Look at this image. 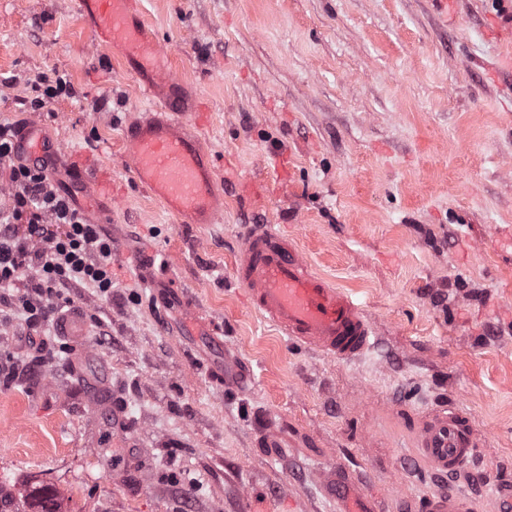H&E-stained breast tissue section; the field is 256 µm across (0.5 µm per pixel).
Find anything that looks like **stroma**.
<instances>
[{"label": "stroma", "mask_w": 512, "mask_h": 512, "mask_svg": "<svg viewBox=\"0 0 512 512\" xmlns=\"http://www.w3.org/2000/svg\"><path fill=\"white\" fill-rule=\"evenodd\" d=\"M138 8L197 96L224 216L177 223L127 171L123 128L157 104L95 45L76 0H0V120H40L112 173V295L61 291L86 336L0 309V350L15 355L0 374V480L55 486L67 512H338L317 483L328 463L382 512L448 493L497 512L491 487L512 481V0ZM56 72L75 95L36 118L24 102ZM244 179L258 197L240 195ZM251 224L348 291L378 347L315 355L252 310L233 275ZM152 256L172 263L154 284ZM30 340L42 349L21 352ZM444 402L480 435L454 475L409 445Z\"/></svg>", "instance_id": "35a3bbf8"}]
</instances>
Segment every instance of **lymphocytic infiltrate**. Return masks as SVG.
I'll return each instance as SVG.
<instances>
[{
    "mask_svg": "<svg viewBox=\"0 0 512 512\" xmlns=\"http://www.w3.org/2000/svg\"><path fill=\"white\" fill-rule=\"evenodd\" d=\"M20 130L0 122V173L11 189L0 209V301L26 324L50 320L73 285L112 294V238L92 224L44 165L19 153Z\"/></svg>",
    "mask_w": 512,
    "mask_h": 512,
    "instance_id": "lymphocytic-infiltrate-1",
    "label": "lymphocytic infiltrate"
}]
</instances>
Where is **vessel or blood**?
I'll return each mask as SVG.
<instances>
[{
	"label": "vessel or blood",
	"instance_id": "obj_1",
	"mask_svg": "<svg viewBox=\"0 0 512 512\" xmlns=\"http://www.w3.org/2000/svg\"><path fill=\"white\" fill-rule=\"evenodd\" d=\"M94 34L132 64L143 94L159 103L157 112L123 130L125 166L182 224H215L224 214V195L216 189L209 152L190 129L197 99L185 81L173 75L168 56L146 32L137 0H78ZM20 153L64 174L81 186L94 221H111L109 185L94 161L75 163L62 144L32 121L24 127ZM235 279L250 306L273 323L291 344L315 354L351 361L372 349L378 338L362 307L346 291L315 274L299 250L269 224H255L244 235L235 262ZM416 453L425 467L451 475L466 467L477 446L470 417L456 405L424 413L415 436ZM324 492L341 501V512H378L348 472L330 468L320 475ZM426 512H472L465 495L430 497Z\"/></svg>",
	"mask_w": 512,
	"mask_h": 512
}]
</instances>
